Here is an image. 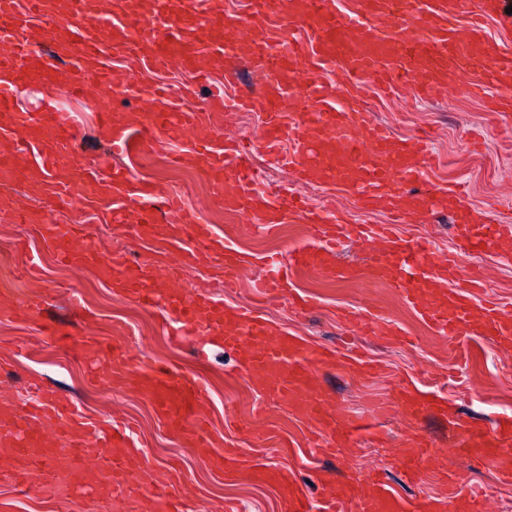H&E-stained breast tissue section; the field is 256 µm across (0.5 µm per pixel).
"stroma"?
Wrapping results in <instances>:
<instances>
[{
  "mask_svg": "<svg viewBox=\"0 0 512 512\" xmlns=\"http://www.w3.org/2000/svg\"><path fill=\"white\" fill-rule=\"evenodd\" d=\"M141 78L167 84L188 107L207 114L212 111L209 87L197 84L178 65L142 72ZM363 100L376 120L396 137L431 132L430 147L437 159L429 175L431 185L464 184L474 207L493 206L512 219V116L488 112L485 102L471 97L462 86L425 100L409 90L392 94L368 88ZM98 113L96 102L78 106L82 134L76 142L61 146L65 164L89 163L105 151L106 143L97 134ZM262 122V115L256 113L249 131L236 124L229 127L230 133L245 134L255 143L253 162L258 166H266L267 159L258 146ZM120 162L151 182L158 195H180L189 207L201 211L208 223L222 227L234 247L249 256L235 287L229 290L210 269L194 270L191 282L198 292L228 306L250 304L278 329L311 346L331 350L333 361L319 369L318 387L338 415L366 419L371 428L357 434L340 453H321L310 444L305 420L286 403L267 400L254 386L241 366L242 352L213 343L205 346L200 358L194 342L171 347L166 337L167 311L160 307L146 310L113 293L95 267L59 262L38 225L32 223H0V245L21 241L28 245L27 252L17 253L4 275L0 308L29 301L39 302L43 308L38 320L0 318V403H23L33 394L32 383L41 382L59 390L81 417L98 428H110L117 420L129 422L134 429L133 444L146 457L149 479L177 476L184 512H225L229 505L235 512H288L281 489L248 478L246 470L253 466L285 470L311 512H316L325 492L340 490L371 471L379 472L408 502L450 492L459 497L477 493L483 495L487 512H498L500 501H512V485L500 483L493 470L455 451L464 425L479 423L490 429L500 417L512 416V350L499 349L488 336H464L448 343L388 288L368 285L358 276L327 280L316 273L297 275L295 290L315 299L314 309L304 315L295 313L287 298L257 296L252 285L263 274V259L273 255L288 260L292 247L309 241L305 225L284 224L269 231L259 224L239 222L225 216L217 200L201 182L188 178L184 169L164 176L141 166L132 154L121 156ZM266 168L265 180L258 187L260 196L270 197L279 186L288 184L302 198H310L309 184L297 180L287 167ZM320 194L322 203L334 207L349 223L383 224L388 220L383 211L362 207L346 192L324 187ZM57 221L87 226L80 244L94 246L103 256L119 246L132 258L165 262L177 252L173 240H142L132 230L113 224L104 202L65 211ZM398 234L405 239L426 237L439 250L457 252L462 266L482 268L491 295L512 301V251L500 249L473 258L461 249L450 213L399 225ZM31 261L39 266L33 282L23 275ZM74 295L83 303L78 313L69 308ZM343 308L365 316L385 313L399 333L398 340L358 334L338 318ZM89 339L108 345L115 355L130 356L136 366L164 364L175 379L196 373L205 389L199 410L208 419L213 441L220 448L227 444L241 448L242 473L226 475L213 461L197 457L135 389L96 383L91 377L95 364L83 350ZM407 384L447 399V415L406 419L395 401L397 386ZM417 434L429 436L438 454L414 474L405 469L398 453ZM447 472L456 477L448 488L442 484ZM109 506V499L103 497L89 503L41 488L19 495L9 478L0 475V512H107Z\"/></svg>",
  "mask_w": 512,
  "mask_h": 512,
  "instance_id": "35a3bbf8",
  "label": "stroma"
}]
</instances>
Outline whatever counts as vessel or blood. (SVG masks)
<instances>
[{
	"instance_id": "vessel-or-blood-1",
	"label": "vessel or blood",
	"mask_w": 512,
	"mask_h": 512,
	"mask_svg": "<svg viewBox=\"0 0 512 512\" xmlns=\"http://www.w3.org/2000/svg\"><path fill=\"white\" fill-rule=\"evenodd\" d=\"M94 0H0V130L20 142L36 145L39 166L47 176L45 196L50 208L70 207L74 200L91 203L109 198L112 221L132 224L140 238L159 235L166 212L180 215L178 230L188 239L175 266L159 271L150 261L132 264L115 253L96 262L101 278L115 293L137 305L169 309L182 327L174 343L187 336H219L225 348L247 354L245 370L270 398L289 403L308 420L322 446L338 452L361 427L359 420L339 416L316 388L314 374L327 362L325 352L311 349L286 332H273L268 320L250 308H230L223 301L181 288V269L205 266L221 257V272L232 280L238 270L234 246L195 213L183 210L178 196L161 197L155 209L141 207L152 196L151 187L129 169L112 166L107 178L95 177L87 165L73 166L74 177L59 185L51 175L58 165L57 146L77 138L71 112L56 106L44 112L20 109L15 101L26 83L64 85L79 97H89L109 86L111 58H133L153 69L179 62L205 77L220 70L225 83L236 78L235 64L248 57L272 72L264 90L245 93L241 104L263 113L261 139L268 154L277 155L280 143L289 169L306 182H318L352 191L364 204L394 200L389 224L326 223L290 188H279L273 202L257 206V173L248 162V150L236 138L209 126L204 114L185 110L166 96L164 89L141 85L136 71L126 76L137 87L143 104L141 125L145 133L168 138L181 136L183 162L204 159V175L225 210L268 228L281 224H306L312 243L293 251L287 267L271 265L262 286L286 292L290 276L314 270L332 279L339 270L337 247L346 241L391 240V247L374 250L369 262L370 280L392 288L436 332L448 339L463 335L489 336L503 349L512 348V305L484 297L485 278L477 271H462L455 256L437 251L426 240L393 239V227L405 223L413 209L437 213L445 210L469 251L483 254L512 238V223L492 216L478 217L467 205L462 187L412 190L432 165L428 142L421 137L396 139L373 113L359 103L358 93L369 86L394 90L404 87L429 96L448 92L459 77L468 75L467 87L476 98L491 97L498 114L512 113V51L490 43L486 20L502 15L507 0H350L340 9L336 0H258L257 18L274 17L302 28L310 43L293 34L278 38L259 35L240 15L225 12L223 0H166L165 27L147 17L97 18L90 13ZM36 19L33 37L20 34L23 17ZM338 71L342 84L334 86L320 77L323 69ZM298 92L305 111H286L285 90ZM99 135L113 153H127L136 142L120 113L104 109ZM42 238L62 259L73 264L93 260L92 253L75 249L73 225L39 222ZM94 261V260H93ZM122 372L124 384L149 397L157 415L169 429L207 458L217 459L225 472L237 471L241 451L225 446L216 451L205 419L197 411L204 390L197 376L172 380L160 367L142 373L127 359L113 361L104 381ZM398 406L405 416L418 418L437 410L435 395L401 389ZM69 449L66 464L56 450ZM0 447L16 460L11 483L23 495L35 488L43 471L53 474L58 490L75 489L73 476L95 456L112 460L109 478L114 504H124L132 475L146 467L134 448L126 427L93 429L78 420L70 403L54 390L39 387L33 403L0 411ZM463 455L495 468L500 479L512 481V417L494 430L466 428ZM434 444L418 435L408 440L401 460L409 471L432 460ZM150 512H179L174 486L165 480L142 489ZM363 503L365 512H446L449 497L404 502L378 475L352 482L329 493L322 512H348L351 501Z\"/></svg>"
}]
</instances>
